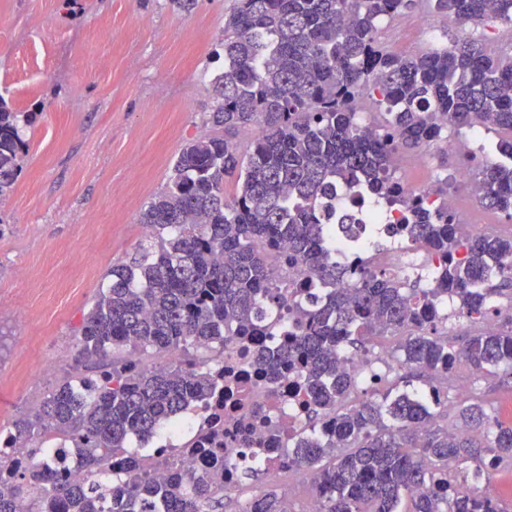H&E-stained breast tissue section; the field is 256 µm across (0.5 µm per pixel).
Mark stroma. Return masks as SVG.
<instances>
[{"label": "stroma", "instance_id": "obj_1", "mask_svg": "<svg viewBox=\"0 0 512 512\" xmlns=\"http://www.w3.org/2000/svg\"><path fill=\"white\" fill-rule=\"evenodd\" d=\"M235 0H197L191 14L173 12L167 0H0V94L9 106L35 113L12 206L0 211V427L30 410L80 365L77 339L84 314L113 265L128 260L148 229L140 215L165 185L186 141L204 130L212 85L200 71L219 74L224 17ZM415 14L427 26L393 29L381 21L390 52L412 56L464 36L480 38L491 53L511 55L497 26L472 29L430 15L426 0ZM47 23L68 33L56 69L37 76L35 93L17 95L8 81L28 61L24 34ZM165 81H158V73ZM406 179H446L459 157L439 145L406 151ZM466 220L483 233L507 237L500 213L487 209L470 182H450ZM85 214L89 223H74ZM27 279H20L19 271ZM25 307L15 315L13 304ZM55 362L41 371L43 356ZM487 413L512 423V375L479 374L458 364L444 389L448 426L461 425L459 387Z\"/></svg>", "mask_w": 512, "mask_h": 512}]
</instances>
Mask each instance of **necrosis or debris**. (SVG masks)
I'll use <instances>...</instances> for the list:
<instances>
[{
  "instance_id": "obj_1",
  "label": "necrosis or debris",
  "mask_w": 512,
  "mask_h": 512,
  "mask_svg": "<svg viewBox=\"0 0 512 512\" xmlns=\"http://www.w3.org/2000/svg\"><path fill=\"white\" fill-rule=\"evenodd\" d=\"M330 258L339 264L356 262L370 269L381 268L400 280L406 279L413 267L431 265L422 247L402 241L385 251L339 249ZM271 323V331L231 337L224 346L223 357L212 364L224 375L223 387L207 402L177 416L174 425L158 435L152 450L158 462L198 470L204 462L191 449V442L223 431L224 496L228 499L234 498L243 484L235 461L245 447H253L263 472L281 475L288 469V459L282 450L270 445V436L293 440L310 425L311 412L299 397L293 376L283 375L277 385H269L264 370L253 362L257 352L276 349L288 341L293 328L288 309H280ZM392 359L391 347L377 341L346 354L343 366L357 379L360 391L365 392L381 381Z\"/></svg>"
}]
</instances>
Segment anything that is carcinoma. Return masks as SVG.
I'll list each match as a JSON object with an SVG mask.
<instances>
[{"label":"carcinoma","mask_w":512,"mask_h":512,"mask_svg":"<svg viewBox=\"0 0 512 512\" xmlns=\"http://www.w3.org/2000/svg\"><path fill=\"white\" fill-rule=\"evenodd\" d=\"M414 0H237L224 19V72L211 79L213 106L205 131L176 157L166 186L145 207L150 233L128 261L112 267L83 317L78 343L99 365L93 379H64L7 432L38 443L63 434L68 447L29 470L0 478V512H224V458L183 470L149 460L147 446L173 416L210 398L217 381L198 356L144 367L130 355L200 351L217 357L235 329L251 332L266 310L286 303L274 267L307 268L315 279L353 276L349 288L308 294L297 308L288 345L258 355L269 380L298 374L308 404L330 417L311 424L288 462L315 474L321 512H502L478 486L488 470L512 466V424L483 405L459 416L485 428V442L448 432V411L426 391L373 390L348 403L355 378L344 354L372 336L402 334L404 362L434 380L462 360L478 373L504 366L512 375V320L461 343L439 332L458 303L469 321L485 316L500 288L512 284V237L466 235L434 190L421 202L406 195L391 169L398 148L431 145L453 127L509 133L497 150L506 160L474 155L482 201L512 219V57L455 40L414 57L387 52L378 20L404 13ZM438 16L476 27L512 25V0H431ZM376 99L385 122L359 126L355 105ZM33 116L0 96V197L15 189L30 141L21 128ZM257 130L246 149L238 139ZM236 192L224 195L226 177ZM335 187L366 191L399 211L392 233L418 243L436 261L429 287L388 273L326 261L335 248L320 218ZM97 470L98 485L62 476L65 462ZM473 460L474 470L465 464ZM126 473L116 485L115 467ZM240 512H285L270 489Z\"/></svg>","instance_id":"carcinoma-1"}]
</instances>
